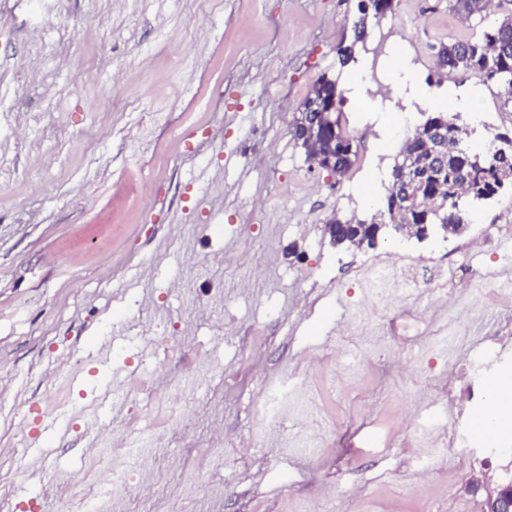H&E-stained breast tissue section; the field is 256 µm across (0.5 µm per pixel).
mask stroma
Returning a JSON list of instances; mask_svg holds the SVG:
<instances>
[{
	"label": "stroma",
	"instance_id": "1",
	"mask_svg": "<svg viewBox=\"0 0 512 512\" xmlns=\"http://www.w3.org/2000/svg\"><path fill=\"white\" fill-rule=\"evenodd\" d=\"M357 3L0 0V512H62L68 487L96 484L89 464L116 435L169 459L149 485L128 469L126 512H480L512 481V428L493 447L467 429L487 376L512 374V341H495L512 318V235L454 255L485 225H512V188L446 240L347 250L325 231L375 212L364 189L395 157L377 142L401 139L406 70L429 75L392 52L385 101L354 82L360 63L338 70ZM394 17L426 47L485 29L461 28L448 0H399ZM339 71L376 130L356 137L342 178L291 135L314 81ZM439 93L512 132L477 80ZM376 252L419 260L421 276L442 261L450 301L358 277ZM491 304L496 319L463 334L473 365L455 380L456 319ZM107 363L123 383L88 392ZM271 386L290 397L280 426L259 412ZM62 411L68 427L40 446ZM448 427L470 466L419 473L429 432Z\"/></svg>",
	"mask_w": 512,
	"mask_h": 512
}]
</instances>
